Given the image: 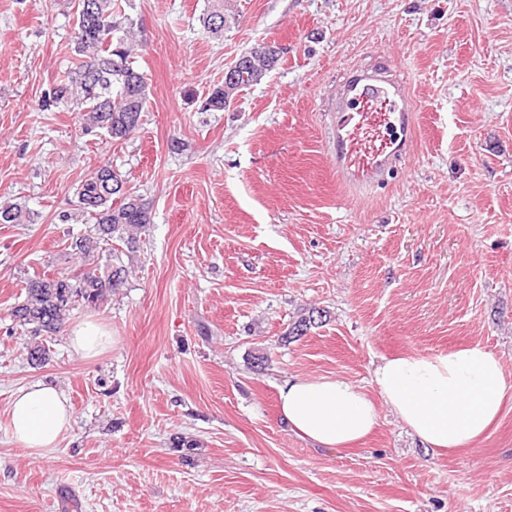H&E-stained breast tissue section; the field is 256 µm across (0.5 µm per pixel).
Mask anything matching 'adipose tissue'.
<instances>
[{"mask_svg":"<svg viewBox=\"0 0 512 512\" xmlns=\"http://www.w3.org/2000/svg\"><path fill=\"white\" fill-rule=\"evenodd\" d=\"M511 389L500 358L471 345L382 359L366 388L342 377L291 376L279 385L278 401L281 420L324 448L367 437L382 403L437 451L471 447L497 419ZM8 413L12 437L35 457L57 448L72 422L65 394L40 382L18 389Z\"/></svg>","mask_w":512,"mask_h":512,"instance_id":"adipose-tissue-1","label":"adipose tissue"}]
</instances>
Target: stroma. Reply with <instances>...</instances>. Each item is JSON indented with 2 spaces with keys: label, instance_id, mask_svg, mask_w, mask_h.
<instances>
[{
  "label": "stroma",
  "instance_id": "35a3bbf8",
  "mask_svg": "<svg viewBox=\"0 0 512 512\" xmlns=\"http://www.w3.org/2000/svg\"><path fill=\"white\" fill-rule=\"evenodd\" d=\"M143 45L140 128L83 134L45 107L72 57L78 0H0V512H512V400L474 448L435 454L388 410L366 440L317 448L279 418L294 375L363 384L383 358L478 344L512 380V0H119ZM284 61L203 110L258 44ZM388 57L415 114L413 149L375 189L336 179L332 97ZM110 161L149 202L132 273L96 308L113 338L67 334L31 365L9 312L34 274H75L76 188ZM69 221H62V214ZM327 320L282 337L303 312ZM269 366L255 370V355ZM62 390L73 421L34 457L9 431L13 392ZM186 440L179 448L175 439ZM70 342L75 351L86 357H94L111 347L113 339L98 324L87 321L71 330Z\"/></svg>",
  "mask_w": 512,
  "mask_h": 512
}]
</instances>
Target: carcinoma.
I'll return each instance as SVG.
<instances>
[{"label": "carcinoma", "instance_id": "cac0c4a2", "mask_svg": "<svg viewBox=\"0 0 512 512\" xmlns=\"http://www.w3.org/2000/svg\"><path fill=\"white\" fill-rule=\"evenodd\" d=\"M202 17L214 34L226 24L224 0H215ZM78 0L74 29V61L50 96L55 104H72L80 112L82 131H100L112 139H123L140 125L148 101L147 82L134 67L135 51L140 45L131 28L122 26L114 10V0H93L94 24H85ZM284 52L274 44H261L244 52L246 59L236 61L234 81L216 88L206 101V109L223 110L226 99L240 89L260 82L282 61ZM126 183L123 175L105 162L82 179L76 188L77 207L94 220L93 233L70 243L71 251L80 256L83 265L74 276H37L27 280L25 298L12 308L13 326L34 336H55L65 327L71 312L80 307H95L124 287L129 270L118 255L98 261L103 246L122 243L128 251L137 248L139 237L150 223V206L140 196L121 188L103 196L104 182ZM30 218L20 203L0 204V224H23ZM325 322V310L315 308L299 316L281 340L288 342L306 335L312 327ZM50 349L34 342L28 347V358L34 365L45 363Z\"/></svg>", "mask_w": 512, "mask_h": 512}]
</instances>
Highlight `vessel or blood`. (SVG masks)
Wrapping results in <instances>:
<instances>
[{
	"label": "vessel or blood",
	"mask_w": 512,
	"mask_h": 512,
	"mask_svg": "<svg viewBox=\"0 0 512 512\" xmlns=\"http://www.w3.org/2000/svg\"><path fill=\"white\" fill-rule=\"evenodd\" d=\"M413 122L398 81L381 70L352 72L336 94L329 123L338 179L372 188L409 153Z\"/></svg>",
	"instance_id": "vessel-or-blood-1"
}]
</instances>
